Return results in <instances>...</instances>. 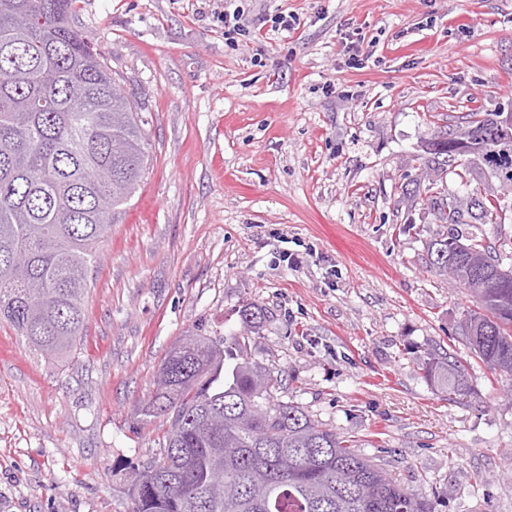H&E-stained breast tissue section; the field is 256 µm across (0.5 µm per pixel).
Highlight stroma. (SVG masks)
I'll return each instance as SVG.
<instances>
[{
  "label": "stroma",
  "instance_id": "obj_1",
  "mask_svg": "<svg viewBox=\"0 0 512 512\" xmlns=\"http://www.w3.org/2000/svg\"><path fill=\"white\" fill-rule=\"evenodd\" d=\"M233 11L246 34L230 46ZM282 12L297 30L273 28ZM71 23L145 119L152 161L73 353L44 359L0 323V512H132L124 475L164 433L141 411L162 359L247 303L276 400L436 512H512V384L477 362L453 401L418 364L469 356L476 303L430 266L443 227L404 191L435 126L512 110V0H78ZM465 161L448 201L501 200V223L462 230L512 265V184Z\"/></svg>",
  "mask_w": 512,
  "mask_h": 512
}]
</instances>
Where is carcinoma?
<instances>
[{
  "label": "carcinoma",
  "instance_id": "cac0c4a2",
  "mask_svg": "<svg viewBox=\"0 0 512 512\" xmlns=\"http://www.w3.org/2000/svg\"><path fill=\"white\" fill-rule=\"evenodd\" d=\"M77 0H0V321L46 359L75 348L84 326L88 271L149 169L145 120L115 86L100 47L70 23ZM477 154L512 183V154L498 149L488 114L465 116ZM423 169L445 171L449 153L430 145ZM428 201L446 231L428 245L430 264L474 261L459 281L480 312L462 332L490 371L512 381V283L478 291L469 277L499 262L473 236L456 251L464 215L448 203L440 179ZM474 220L497 224L500 201L477 203ZM16 253L28 261L14 265ZM239 328L195 334L194 349L167 354L144 402L148 418L167 424L157 456L127 480L133 512H435L428 498L358 450L352 439L304 408L274 399L278 379L252 360L246 340L264 311L245 305ZM425 378L462 396L469 365L435 350Z\"/></svg>",
  "mask_w": 512,
  "mask_h": 512
}]
</instances>
